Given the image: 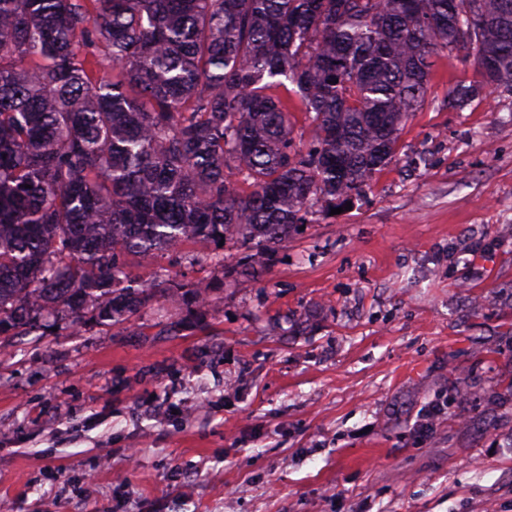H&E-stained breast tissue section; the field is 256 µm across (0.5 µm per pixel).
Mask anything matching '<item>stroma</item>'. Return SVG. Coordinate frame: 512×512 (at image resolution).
<instances>
[{
  "mask_svg": "<svg viewBox=\"0 0 512 512\" xmlns=\"http://www.w3.org/2000/svg\"><path fill=\"white\" fill-rule=\"evenodd\" d=\"M434 59L396 157L208 306L0 336V512H512V94ZM440 411L427 435L416 423Z\"/></svg>",
  "mask_w": 512,
  "mask_h": 512,
  "instance_id": "1",
  "label": "stroma"
}]
</instances>
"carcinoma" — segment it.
<instances>
[{
	"label": "carcinoma",
	"instance_id": "obj_1",
	"mask_svg": "<svg viewBox=\"0 0 512 512\" xmlns=\"http://www.w3.org/2000/svg\"><path fill=\"white\" fill-rule=\"evenodd\" d=\"M460 50L512 94V0H0V335L207 304V279L127 257L230 237L263 269L395 158L431 58ZM288 115L296 142L301 140L305 144L308 143L313 134L310 114L306 111L298 96L293 93H288Z\"/></svg>",
	"mask_w": 512,
	"mask_h": 512
}]
</instances>
